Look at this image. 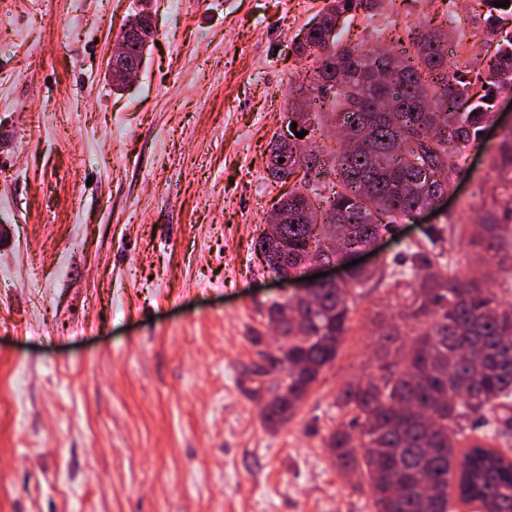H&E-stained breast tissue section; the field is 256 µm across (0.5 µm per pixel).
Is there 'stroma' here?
Instances as JSON below:
<instances>
[{"instance_id":"stroma-1","label":"stroma","mask_w":512,"mask_h":512,"mask_svg":"<svg viewBox=\"0 0 512 512\" xmlns=\"http://www.w3.org/2000/svg\"><path fill=\"white\" fill-rule=\"evenodd\" d=\"M324 0H151L154 43L113 90L108 62L141 0H0V512H372L325 440L349 383L375 373L406 291L353 292L352 329L287 424L263 420L253 368L279 342L267 310L293 289L256 255L282 188L267 169L294 43ZM479 0H385L347 44L449 31L488 66ZM438 212L384 256L453 221L452 262L502 217L485 148Z\"/></svg>"}]
</instances>
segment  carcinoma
Returning <instances> with one entry per match:
<instances>
[{"instance_id":"carcinoma-1","label":"carcinoma","mask_w":512,"mask_h":512,"mask_svg":"<svg viewBox=\"0 0 512 512\" xmlns=\"http://www.w3.org/2000/svg\"><path fill=\"white\" fill-rule=\"evenodd\" d=\"M384 0H326L297 56L315 64L313 86L295 91L289 122L311 123L310 102L331 101L342 134L322 159L276 139L269 175L284 183L297 170L331 186L330 203L316 206L318 187L301 179L278 200L288 213L279 225L288 241V268L310 257L328 260L348 247L369 245L418 210L451 191L467 171V150L485 144L504 176L502 208L512 215V128L493 144L485 132L489 107L512 81V40L498 43L495 62L469 103L467 71L448 66V32L415 33L412 48L340 43V23L362 11L370 16ZM489 37L496 19L512 12L483 0ZM137 31L122 35L124 61L141 67L153 38L150 12L136 14ZM447 226L430 225L424 239L382 259L371 272L355 270L343 284L311 289L300 302H274L269 321L282 340L285 370L267 388L263 414L276 427L294 415L335 360L350 330L351 291L371 280L409 290L406 318L427 327L395 346L379 373L349 383L338 404L355 413L350 431L337 428L326 447L336 466L359 471L374 512H453L452 491L474 512H512V456L493 443L512 438V305L482 281L512 285V264L491 256L495 269L460 276L445 257ZM470 245L512 252V224L481 225Z\"/></svg>"}]
</instances>
